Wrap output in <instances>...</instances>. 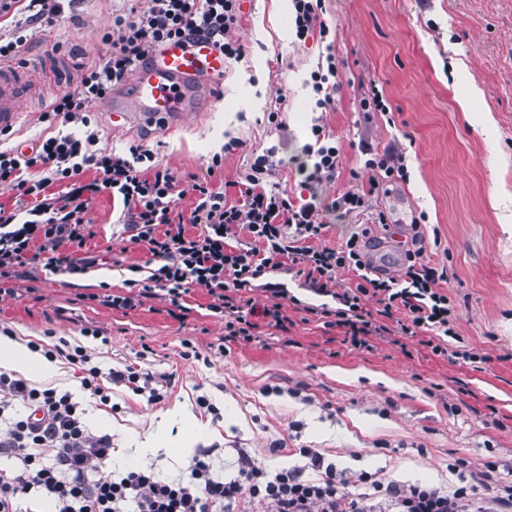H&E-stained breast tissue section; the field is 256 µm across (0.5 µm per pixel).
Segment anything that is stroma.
Returning a JSON list of instances; mask_svg holds the SVG:
<instances>
[{"label":"stroma","mask_w":512,"mask_h":512,"mask_svg":"<svg viewBox=\"0 0 512 512\" xmlns=\"http://www.w3.org/2000/svg\"><path fill=\"white\" fill-rule=\"evenodd\" d=\"M126 7L125 0H65L62 13L22 46L25 71L43 91L25 104L12 144L37 137L44 107L77 86L82 67L103 59V29ZM239 15L234 35L244 54L227 61L223 89L204 112L171 131L118 128L103 102L91 101L100 148L142 143L184 184L205 176L212 155L223 153L226 192L234 197L240 172L273 147L283 161L274 183L300 194L293 160L313 140L317 111L307 80L335 54L341 83L324 121L341 146L342 164L336 182L320 187L321 197L367 185L365 147L403 151L409 177L373 199L386 225L330 214L327 239L338 245L366 228L371 264L395 274L411 225L421 221L428 261L448 268L444 288L455 304L456 330L483 362L434 356L416 336L377 337L369 348H353L339 329L291 304L294 296L314 306L323 299L285 274L271 280L286 290L279 301L287 330L270 327L249 341H224V321L208 311L202 289L184 313L161 298L131 309L105 306L98 294L123 292L129 265L149 258L118 222L122 203L105 193L90 199L86 218L94 232L87 247L107 262L73 286L35 263L34 277L15 280L14 294L0 296V325L21 345L49 332L93 348L101 370L132 363L168 379L157 404L113 386L112 400L121 406L115 414L96 406L66 361L42 379V386L85 404L92 431L111 435L104 477L122 471L133 455L167 478L186 475L188 458L143 450L158 429L180 440L177 409L206 431L205 445L223 446L215 466L226 475L240 448L269 472L299 468L308 477L314 471L300 451L315 449L349 494L358 493L362 472L384 484L449 490L488 462L512 471V0H323L328 34L304 42L295 38L290 0H239ZM373 84L387 111L362 112ZM474 86L481 91L475 99ZM274 109L279 131L267 121ZM233 137L240 147L228 148ZM87 327L104 331L108 344L83 336ZM186 339L201 360L182 358ZM200 395L218 417L200 412ZM275 439L284 449L273 456L267 446ZM462 460L469 470L459 468Z\"/></svg>","instance_id":"stroma-1"}]
</instances>
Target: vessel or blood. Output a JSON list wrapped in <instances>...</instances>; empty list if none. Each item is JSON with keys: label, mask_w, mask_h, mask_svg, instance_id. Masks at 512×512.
Wrapping results in <instances>:
<instances>
[{"label": "vessel or blood", "mask_w": 512, "mask_h": 512, "mask_svg": "<svg viewBox=\"0 0 512 512\" xmlns=\"http://www.w3.org/2000/svg\"><path fill=\"white\" fill-rule=\"evenodd\" d=\"M224 67L223 53L209 41L164 43L139 65L129 88L113 95L110 108L125 121L178 126L219 91ZM33 94L23 70L0 64V130L17 126Z\"/></svg>", "instance_id": "obj_1"}]
</instances>
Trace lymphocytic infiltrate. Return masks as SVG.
<instances>
[{
  "instance_id": "f902f5d3",
  "label": "lymphocytic infiltrate",
  "mask_w": 512,
  "mask_h": 512,
  "mask_svg": "<svg viewBox=\"0 0 512 512\" xmlns=\"http://www.w3.org/2000/svg\"><path fill=\"white\" fill-rule=\"evenodd\" d=\"M23 14L10 38H0V62L17 59L35 25L51 21L62 11L60 0H0V14ZM238 0H134L128 11L113 15L102 36L109 51L103 62L86 67L79 85L58 96L41 112L40 122L52 134L38 137L29 148H0V187L14 191L15 211H0V294L31 261L46 256L52 274L74 279L96 266L95 255L83 246L92 230L84 221L89 195L108 193L123 205L122 221L133 244L144 247L150 260L136 266V278L125 280L128 295L107 294L106 305L132 308L158 297L182 306L197 288L205 289L210 312L224 319V338L251 340L258 318L268 326L286 322L280 304L256 307L255 291L280 296L269 283L274 273L295 274L314 294L324 297L319 313L329 326L344 331L350 346H367L369 337L396 334L426 335L433 355L479 361V353L459 345L454 305L442 284L448 270L430 265L423 248L407 249L398 274L375 272L366 259L363 239L355 234L345 245L331 247L323 239L328 230L326 211L347 216L368 212L376 192L388 182L407 176L406 157L395 150L368 152L365 169L368 189H347L328 203L312 190L331 183L340 173L341 151L327 137L322 117L310 127L314 138L306 145L309 159L302 187L309 198H294L269 186L267 178L278 165L274 150L257 156L239 175L238 201H229L216 175L224 168L222 154H214L206 175L180 189L169 169L155 162L154 153L133 143L126 153L99 149V130L88 111L90 101L106 98L125 82L159 43L206 38L228 58H241L243 48L233 32L239 24ZM76 131H69V124ZM93 172L92 181L79 176ZM54 183L68 185L60 198L45 196ZM193 195L189 215L177 213L179 200ZM196 234H189V227ZM247 243H240L239 235ZM352 273L342 283L343 273ZM375 298L378 313L364 310L363 298ZM396 317V326L386 318ZM30 349L47 360L61 359L78 368L83 389L97 406L110 407L108 383L122 384L160 402L164 394L152 385L150 374L127 364L102 373L86 347L63 337L52 343L33 340ZM85 410L70 393L41 389L15 374L0 371V512H37L52 502L54 512H236L240 503L261 505L264 512H365L362 503L380 494L372 512H466L476 486L495 485L474 512H512V479L495 465L471 472V484L448 491L433 486L381 485L360 475L361 493H344L332 468L323 467L320 454L303 449L317 478L302 471L268 474L245 450H238L237 473L227 478L214 472L218 446L199 449L181 479L160 476L153 465H140L100 478L112 457V438L87 427Z\"/></svg>"
}]
</instances>
